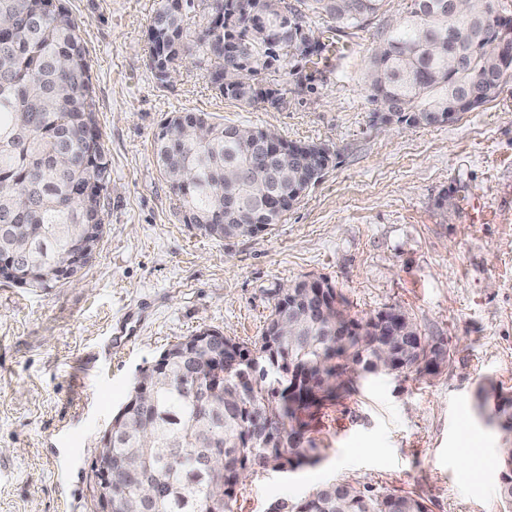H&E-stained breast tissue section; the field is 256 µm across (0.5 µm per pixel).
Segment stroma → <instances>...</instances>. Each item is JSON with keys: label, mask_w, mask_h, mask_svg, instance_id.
I'll return each mask as SVG.
<instances>
[{"label": "stroma", "mask_w": 512, "mask_h": 512, "mask_svg": "<svg viewBox=\"0 0 512 512\" xmlns=\"http://www.w3.org/2000/svg\"><path fill=\"white\" fill-rule=\"evenodd\" d=\"M160 0H59L89 52L96 119L111 160L105 232L76 281L50 292L0 284V512H94L91 466L140 370L202 329L249 343L282 288L324 278L348 314L398 308L447 342L432 375L364 373L325 403L308 435L315 465L247 473L227 512H268L327 480L422 499L428 512H504L500 448L512 445L480 392L512 398V75L448 123H382L366 87L371 51L412 0H387L332 68L261 72L281 105L224 98L184 59L160 80L148 50ZM177 112L325 144L331 162L270 231L215 240L184 224L153 136ZM480 198L492 212L469 221ZM482 436L484 473L456 454L459 416Z\"/></svg>", "instance_id": "1"}]
</instances>
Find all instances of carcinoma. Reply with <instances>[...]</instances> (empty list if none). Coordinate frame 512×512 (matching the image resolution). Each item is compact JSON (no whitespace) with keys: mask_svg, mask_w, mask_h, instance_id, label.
<instances>
[{"mask_svg":"<svg viewBox=\"0 0 512 512\" xmlns=\"http://www.w3.org/2000/svg\"><path fill=\"white\" fill-rule=\"evenodd\" d=\"M327 19L316 33L303 26L302 14L281 0H161L149 27L153 68L165 55L193 57L211 85L229 99L275 105L272 92L253 87L263 69L298 58L317 70L339 60L336 26L360 27L385 0H303ZM450 0H413V7L383 33L366 72L375 117L395 116L409 126L448 121V113L471 112L494 98L512 59L498 53L502 29L512 31V14L502 0H475L473 13L487 20L476 28L468 15L448 10ZM210 12L214 27L188 32V19ZM279 17L288 38L267 31L256 20ZM90 63L79 25L54 0H0V260L25 241L19 272L34 276L30 288L61 284L54 273L79 243L85 224L105 227L103 194L111 162L95 119ZM201 114L171 117L170 135H155L162 172L183 208L184 223L214 239L249 236L251 224H275L288 212L270 206L310 188L321 178L305 156L288 158V178L269 175L277 160L256 143L236 135L237 126L210 124L203 139L180 129ZM295 283L291 296L276 298L266 327L248 347L231 337L239 357L268 349L284 367L300 370L296 390L277 389L261 377H243L224 353V395L204 399L179 387L193 372L206 380L214 353L205 341L187 336L167 351L165 367L146 368L148 402L125 404L112 418V502L124 512L140 478L163 492L151 512H208V497L229 503L246 473L255 467L279 471L319 461L320 449L306 437L309 422L326 400L354 390L358 372L376 368L381 351L398 356L409 336H419L405 313L351 318L353 329L331 320L313 295ZM399 317L383 328L380 320ZM295 326V336L270 335L273 324ZM418 350L400 364L429 374L447 343L420 336ZM224 453L218 466L202 459ZM288 512H427L424 503L396 491L368 495L343 482L325 481Z\"/></svg>","mask_w":512,"mask_h":512,"instance_id":"carcinoma-1","label":"carcinoma"}]
</instances>
